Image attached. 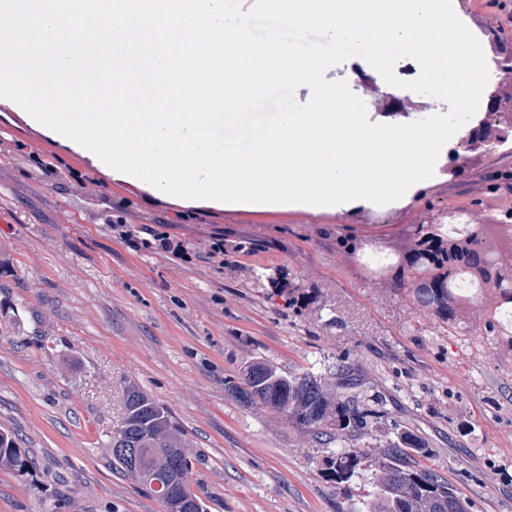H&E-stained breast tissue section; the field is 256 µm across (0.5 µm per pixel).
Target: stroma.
<instances>
[{
  "label": "stroma",
  "mask_w": 512,
  "mask_h": 512,
  "mask_svg": "<svg viewBox=\"0 0 512 512\" xmlns=\"http://www.w3.org/2000/svg\"><path fill=\"white\" fill-rule=\"evenodd\" d=\"M462 7L512 55L496 7ZM444 166L385 209H235L114 177L78 143L0 111V429L35 462L23 474L0 467V512H163L112 467L130 386L182 430L207 512H358L370 468L337 493L328 448L235 392L257 360L331 388L350 380L371 413L365 447L409 429L427 448L423 464L472 512H512V351L482 348L486 303L448 334L410 291L368 275L339 245L394 248L431 201L512 209V194L490 188L512 170V144L454 176ZM116 223L130 236L112 232ZM148 228L183 240L186 256L147 245ZM218 236L231 246L223 269L208 256Z\"/></svg>",
  "instance_id": "35a3bbf8"
}]
</instances>
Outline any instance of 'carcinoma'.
I'll return each instance as SVG.
<instances>
[{
  "mask_svg": "<svg viewBox=\"0 0 512 512\" xmlns=\"http://www.w3.org/2000/svg\"><path fill=\"white\" fill-rule=\"evenodd\" d=\"M438 287L414 298L425 307L437 305L436 316L446 324L448 333L458 329L460 319L448 317V294L468 297L453 283L451 289ZM490 344L502 339L512 343V322L505 320V310L498 309L486 321ZM245 398L259 402L285 416L292 427L312 433L325 445L336 444V451L326 461L331 481L344 490L359 474L366 449L356 441L367 435L368 412L345 392H334L308 373L281 374L272 365L258 361L243 371ZM122 425L112 434L110 448H134L137 469L128 467L121 455L112 454V465L137 481L144 489L152 485L169 488L161 500L164 512H184L203 502L190 485V460L184 451L181 429L172 421L167 407L144 392L132 388L125 394ZM425 454L417 436L400 430L384 448L378 450L370 490L364 496L362 512H471L469 500L448 480L423 465L418 457ZM19 473L30 468L29 453L19 448L12 433L0 431V466Z\"/></svg>",
  "mask_w": 512,
  "mask_h": 512,
  "instance_id": "carcinoma-1",
  "label": "carcinoma"
}]
</instances>
